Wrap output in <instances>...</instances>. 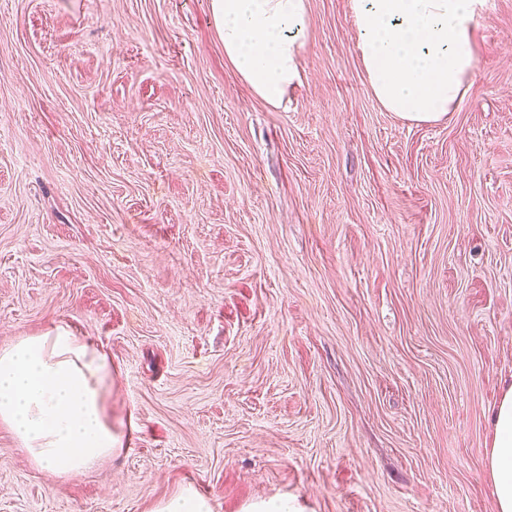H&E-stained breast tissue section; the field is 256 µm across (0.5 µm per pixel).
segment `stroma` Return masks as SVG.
I'll list each match as a JSON object with an SVG mask.
<instances>
[{"mask_svg":"<svg viewBox=\"0 0 512 512\" xmlns=\"http://www.w3.org/2000/svg\"><path fill=\"white\" fill-rule=\"evenodd\" d=\"M305 3L272 107L208 0H0V350L88 338L125 444L58 477L0 424V512H496L512 0L430 124L372 96L348 0ZM211 498L200 493L192 485L182 487L176 493L160 500L153 512H214Z\"/></svg>","mask_w":512,"mask_h":512,"instance_id":"obj_1","label":"stroma"}]
</instances>
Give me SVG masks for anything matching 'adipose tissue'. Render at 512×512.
<instances>
[{
    "label": "adipose tissue",
    "mask_w": 512,
    "mask_h": 512,
    "mask_svg": "<svg viewBox=\"0 0 512 512\" xmlns=\"http://www.w3.org/2000/svg\"><path fill=\"white\" fill-rule=\"evenodd\" d=\"M369 89L389 112L417 123L448 117L476 65L481 0H349ZM224 55L252 90L278 105L299 78L305 0H210ZM112 362L58 327L0 352V423L28 457L60 476L120 453L106 395ZM487 465L497 512H512V386L492 412Z\"/></svg>",
    "instance_id": "ef3b65f1"
}]
</instances>
